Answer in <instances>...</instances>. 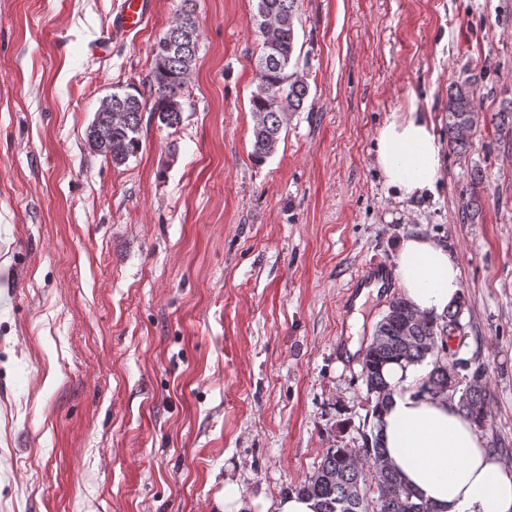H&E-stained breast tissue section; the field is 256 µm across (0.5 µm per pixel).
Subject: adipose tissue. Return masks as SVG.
<instances>
[{"instance_id": "adipose-tissue-1", "label": "adipose tissue", "mask_w": 512, "mask_h": 512, "mask_svg": "<svg viewBox=\"0 0 512 512\" xmlns=\"http://www.w3.org/2000/svg\"><path fill=\"white\" fill-rule=\"evenodd\" d=\"M374 162L405 201L434 191L442 177V147L420 112L392 115L375 139ZM395 275L417 312L439 315L461 295L457 259L424 236L402 240ZM391 388L377 434L389 465L434 512H512V463L488 452L475 425L445 394L422 388L416 366L392 363Z\"/></svg>"}]
</instances>
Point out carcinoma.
Returning <instances> with one entry per match:
<instances>
[{
  "label": "carcinoma",
  "mask_w": 512,
  "mask_h": 512,
  "mask_svg": "<svg viewBox=\"0 0 512 512\" xmlns=\"http://www.w3.org/2000/svg\"><path fill=\"white\" fill-rule=\"evenodd\" d=\"M300 0H256L253 20L263 37L256 61L257 84L250 98L253 119L252 157L262 162L278 148L289 114L302 112L310 96L307 74L295 57L296 21ZM200 29L196 0H180L173 24L156 42L151 81V114L165 128L177 127L184 112L187 83L196 67ZM146 100L131 91L114 92L86 128L89 148L119 166L137 154L141 143ZM484 121L469 79L448 86V145L468 151L469 134ZM461 303L438 317L416 314L405 298L397 297L378 322L362 362L372 413L390 398L383 367L403 361L418 365L432 359L424 389H443L448 380L449 326L459 321ZM485 370L476 369L459 398V409L478 425L486 421ZM317 501L318 512H431L429 505L404 486L383 459L378 437L364 435L361 448H330L312 476L295 487Z\"/></svg>",
  "instance_id": "carcinoma-1"
}]
</instances>
